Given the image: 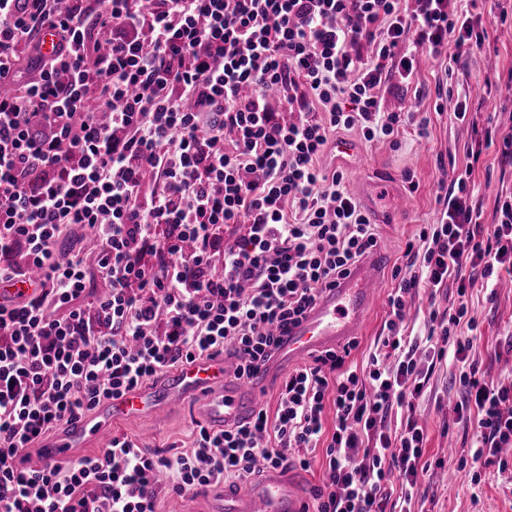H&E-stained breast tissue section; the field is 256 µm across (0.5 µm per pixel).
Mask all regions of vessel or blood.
I'll list each match as a JSON object with an SVG mask.
<instances>
[{"instance_id":"b4317fda","label":"vessel or blood","mask_w":512,"mask_h":512,"mask_svg":"<svg viewBox=\"0 0 512 512\" xmlns=\"http://www.w3.org/2000/svg\"><path fill=\"white\" fill-rule=\"evenodd\" d=\"M382 252L352 268L336 287L326 289L313 307L287 333L277 353L258 363L252 376L235 379L227 360L216 358L176 369L157 388L137 389L101 403L94 411L64 424L43 443L45 462L62 463L94 446L105 430L122 422L153 417L194 403L197 412L217 430L249 421L261 393L281 368L305 362L315 351L336 347L360 335L377 293L383 286ZM308 499L299 478L279 468L256 479L245 493L225 491L214 512H307Z\"/></svg>"}]
</instances>
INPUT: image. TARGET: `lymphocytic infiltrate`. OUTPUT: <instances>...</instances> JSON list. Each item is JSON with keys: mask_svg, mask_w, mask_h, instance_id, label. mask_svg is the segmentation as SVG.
<instances>
[{"mask_svg": "<svg viewBox=\"0 0 512 512\" xmlns=\"http://www.w3.org/2000/svg\"><path fill=\"white\" fill-rule=\"evenodd\" d=\"M0 0V280L39 291L0 305V512H157L160 491L236 486L319 467L312 512H397L428 466L416 403L458 367L460 466L512 447V382L473 356L476 287L512 278V197L493 224L473 204L487 130L394 265L387 317L365 364L357 341L283 379L245 426L199 425L171 455L140 440L62 464L28 450L60 426L170 369L231 357L250 377L278 330L377 246L343 172L320 165L333 133L399 145L429 118L387 112L380 90L419 52L483 40L459 0ZM57 37L39 52L44 28ZM37 52L35 72L19 48ZM84 228L94 263L64 247ZM96 270L105 291L90 290ZM455 283L457 303L404 335L408 298Z\"/></svg>", "mask_w": 512, "mask_h": 512, "instance_id": "f902f5d3", "label": "lymphocytic infiltrate"}]
</instances>
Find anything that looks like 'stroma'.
I'll return each instance as SVG.
<instances>
[{"label": "stroma", "instance_id": "stroma-1", "mask_svg": "<svg viewBox=\"0 0 512 512\" xmlns=\"http://www.w3.org/2000/svg\"><path fill=\"white\" fill-rule=\"evenodd\" d=\"M463 12L480 17L488 30L487 39L464 52L449 50L447 56L423 60L405 83H393L384 91V107L390 112L431 113L427 138L404 134L399 147L386 143L362 145L358 154L338 158L329 154L328 164L341 168L354 196L369 186L371 197L365 208L385 217L379 227V246L385 253L386 268L399 263L406 242L420 225L438 218L435 190L438 181H451L454 168L466 163V149L477 137L475 128L486 119L512 124V0H461ZM446 83L454 94L468 96L473 123L435 115L438 85ZM413 177L418 189L412 192L410 210L400 216L388 213V182L404 184ZM478 187L477 204L484 224H492L498 195L512 194V156L491 147L481 155L474 172ZM469 310L477 329L476 357L488 380L512 381V285L495 292L477 288L469 299ZM448 369L438 371L431 395L422 397L418 412L428 430L426 459L446 458L444 468H431L422 480L427 497H416L412 512H512V474L499 472L497 464L480 465L481 482L472 485L458 459L472 443V431L464 424L445 423L437 408V398L456 396ZM196 416L192 407L169 411L159 417L128 421L115 427V434L142 439L154 448H190Z\"/></svg>", "mask_w": 512, "mask_h": 512}]
</instances>
